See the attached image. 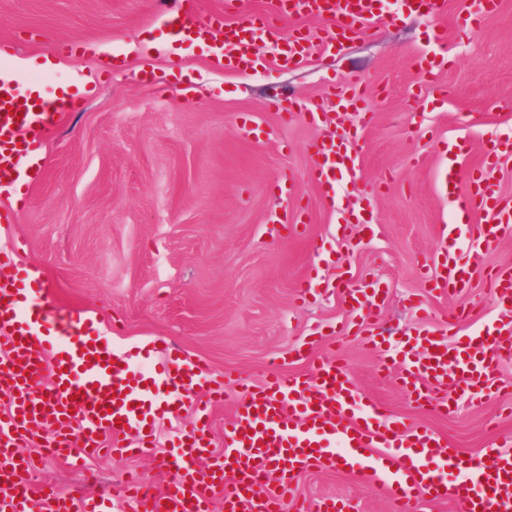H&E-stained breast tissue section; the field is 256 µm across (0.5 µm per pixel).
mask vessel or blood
Returning a JSON list of instances; mask_svg holds the SVG:
<instances>
[{
    "label": "vessel or blood",
    "instance_id": "vessel-or-blood-1",
    "mask_svg": "<svg viewBox=\"0 0 512 512\" xmlns=\"http://www.w3.org/2000/svg\"><path fill=\"white\" fill-rule=\"evenodd\" d=\"M401 11L437 17L447 0H398ZM309 15L322 21L317 49L334 50L335 29L368 33L379 17L378 0H288L287 11H273L263 32L253 20L237 32L221 31L202 17L197 0H177L160 15L163 27L179 41L208 50L216 65L238 69L241 62L262 60L264 34L280 46L277 63L293 65L308 58V46L294 32L278 26L283 14ZM365 83L354 78L330 92L337 107L361 103ZM87 76L77 74L45 93L39 86L19 88L0 71V193L13 190L27 175L66 112L89 90ZM266 110L299 112L310 124L322 121L320 106L297 103L285 107L282 97L270 98ZM357 140L323 139L313 145V174L322 195L331 197L339 176L356 170ZM512 155V139L494 142L481 168L464 172L449 163L444 174L449 193L460 209L477 223L471 239L478 250L512 238V199L498 194L494 172L501 157ZM293 207L281 204L266 218L271 236L297 223ZM458 225L443 226L441 241L427 267L428 283L443 294L470 287L474 270L463 262ZM26 270L0 252V398L8 410L0 416V512H95L92 499L70 496L50 487L33 488L28 457L16 455L20 443L49 427V447L56 455L80 465L102 447L127 454L152 447L147 419L155 412L153 393L164 390L168 412L192 406L195 420L179 438L168 461V481L156 489L136 481L139 512H207L209 503L223 499L224 512H278L296 477L311 467H342L368 474L373 486L390 498L394 512H416L419 494L448 502L458 512H512V451L495 449L479 463L464 465L444 451L433 430L408 424L360 392L344 362L332 357L310 372L283 377L279 363L269 366L261 385L246 377L215 372L201 361L184 359L181 350L166 345V360L143 371L137 356L113 347L91 323L47 311L41 289L30 287ZM495 312L473 335L450 339L456 324L472 320L469 312L444 322L441 330H418L425 347L422 358L398 355L371 326L384 290L348 286L342 295L355 322L354 336L368 349L394 362L396 378L408 395L440 414L456 411L462 400L495 398L493 381L503 359L512 357V266L486 275ZM238 411L224 427V450L213 454L211 409L224 400ZM135 437L137 447L126 440ZM277 472L274 490L260 491L270 472Z\"/></svg>",
    "mask_w": 512,
    "mask_h": 512
}]
</instances>
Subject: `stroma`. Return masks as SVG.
Wrapping results in <instances>:
<instances>
[{"mask_svg":"<svg viewBox=\"0 0 512 512\" xmlns=\"http://www.w3.org/2000/svg\"><path fill=\"white\" fill-rule=\"evenodd\" d=\"M160 2L0 0V68L46 57L50 43L81 39L90 53L76 62L56 58L49 72L97 80L55 130L38 182L25 184L21 199L0 195V205L16 213L0 247L18 244L16 260L39 271L49 309L91 317L100 336L134 352L167 338L213 370L244 373L256 385L271 361L293 377L333 353L363 393L437 431L462 458L512 441V358L497 369L496 400L440 415L405 393L394 372L380 371V353L344 334L353 317L336 291L346 277L387 289L376 326L397 338L421 324L438 327L459 307L492 317L481 273L512 265V239L464 252L478 275L455 296L430 291L423 265L438 248L441 225L456 221L442 179L449 162L479 168L490 139L512 134V0H500L475 29L462 19L477 0H448L439 21L399 13L397 0H384L374 31L337 51L304 65L238 72L217 69L198 47L173 44L156 21ZM440 27L450 63L422 72V55L441 48ZM107 44L117 61L104 75L99 51ZM353 77L369 85L360 110L345 116L358 133V171L329 200L313 179L311 150L328 127L281 121L264 104L284 92L322 105L329 88ZM364 111L370 124L360 122ZM252 113L259 126L247 133L242 123ZM284 173L292 180L289 203L304 222L273 238L265 220ZM357 207L371 213V228L341 231V215ZM307 278L317 289L308 298L299 291ZM318 328L328 341L309 360L292 357V347ZM190 420L186 410L176 420L157 411L154 445L144 455L103 450L81 468L41 458L39 438L20 453L42 460L33 486L106 495L114 512H127L124 481L137 474L163 488L171 444ZM326 498L344 512H392L366 477L340 468L301 473L282 512H294L299 500L315 510Z\"/></svg>","mask_w":512,"mask_h":512,"instance_id":"obj_1","label":"stroma"}]
</instances>
